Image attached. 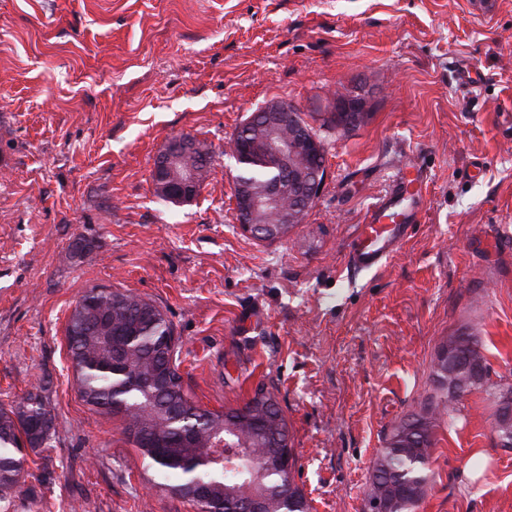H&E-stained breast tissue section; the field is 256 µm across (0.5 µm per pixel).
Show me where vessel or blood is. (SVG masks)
<instances>
[{"label":"vessel or blood","mask_w":512,"mask_h":512,"mask_svg":"<svg viewBox=\"0 0 512 512\" xmlns=\"http://www.w3.org/2000/svg\"><path fill=\"white\" fill-rule=\"evenodd\" d=\"M425 187L423 166L413 159L406 162L392 188L378 198L365 216L348 255L353 269L367 271L381 267L394 253L418 220Z\"/></svg>","instance_id":"1"}]
</instances>
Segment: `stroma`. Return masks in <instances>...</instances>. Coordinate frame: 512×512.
<instances>
[{"label":"stroma","mask_w":512,"mask_h":512,"mask_svg":"<svg viewBox=\"0 0 512 512\" xmlns=\"http://www.w3.org/2000/svg\"><path fill=\"white\" fill-rule=\"evenodd\" d=\"M463 65L483 82L460 84ZM359 89L363 122L324 125ZM273 100L319 128L328 167L304 223L266 242L237 223L228 143ZM182 135L212 164L167 205L152 172ZM412 153L420 218L381 268L354 271L358 226ZM92 286L163 310L204 408L265 384L312 512H366L448 336L468 328L512 384V0H0V404L41 387L55 429L28 456L43 495L18 512H193L73 388L65 326ZM438 439L415 512H512L486 394Z\"/></svg>","instance_id":"35a3bbf8"}]
</instances>
